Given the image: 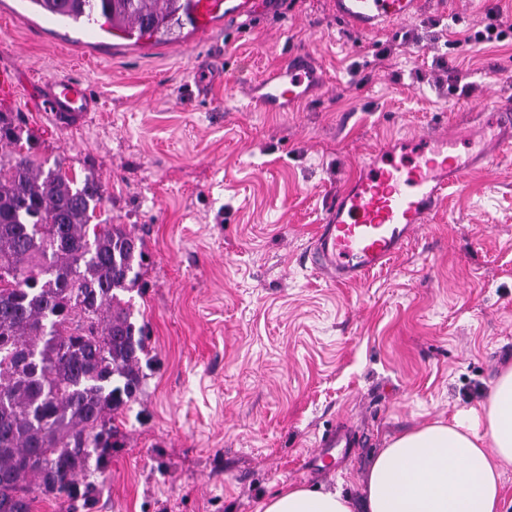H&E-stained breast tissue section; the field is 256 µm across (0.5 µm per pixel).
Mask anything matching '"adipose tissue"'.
Returning a JSON list of instances; mask_svg holds the SVG:
<instances>
[{
  "instance_id": "1",
  "label": "adipose tissue",
  "mask_w": 512,
  "mask_h": 512,
  "mask_svg": "<svg viewBox=\"0 0 512 512\" xmlns=\"http://www.w3.org/2000/svg\"><path fill=\"white\" fill-rule=\"evenodd\" d=\"M512 465V367L481 414H457L389 439L364 473L359 499L342 488L287 484L260 512H505L501 471Z\"/></svg>"
}]
</instances>
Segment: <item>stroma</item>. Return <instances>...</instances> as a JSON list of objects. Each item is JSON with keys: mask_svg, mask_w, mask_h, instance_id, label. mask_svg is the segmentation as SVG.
Masks as SVG:
<instances>
[{"mask_svg": "<svg viewBox=\"0 0 512 512\" xmlns=\"http://www.w3.org/2000/svg\"><path fill=\"white\" fill-rule=\"evenodd\" d=\"M254 17L138 46L53 25L0 0V112L20 113L40 155L102 185L101 217L141 238L131 291L147 349L123 447L95 473L93 512H257L288 483L359 480L405 428L481 411L512 366V145L465 176L404 248L364 281L331 285L310 243L327 200L366 152L431 131L482 136L512 95V0H422L362 38L333 0H256ZM493 25L504 40L475 43ZM310 51L305 102L253 112L242 86ZM217 67L198 92L195 66ZM84 81L101 108L54 124L41 81ZM353 448L324 470L318 440Z\"/></svg>", "mask_w": 512, "mask_h": 512, "instance_id": "obj_1", "label": "stroma"}]
</instances>
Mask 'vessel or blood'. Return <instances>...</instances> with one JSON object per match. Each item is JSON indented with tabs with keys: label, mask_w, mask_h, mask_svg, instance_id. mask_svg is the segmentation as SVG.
<instances>
[{
	"label": "vessel or blood",
	"mask_w": 512,
	"mask_h": 512,
	"mask_svg": "<svg viewBox=\"0 0 512 512\" xmlns=\"http://www.w3.org/2000/svg\"><path fill=\"white\" fill-rule=\"evenodd\" d=\"M420 6L421 0H335L337 18L361 37L413 17ZM311 63L300 51L274 74L251 81L245 92L249 109L274 112L301 102ZM40 104L56 122L70 124L94 111L97 102L81 81L64 77L45 86ZM486 125L494 131L512 126V99L495 100ZM409 151L406 157L390 146L369 151L359 176L331 198L314 245L318 271L329 282H359L385 266L427 222L449 187L478 163L492 160L483 150L462 155L451 140L433 133L410 140Z\"/></svg>",
	"instance_id": "1"
}]
</instances>
